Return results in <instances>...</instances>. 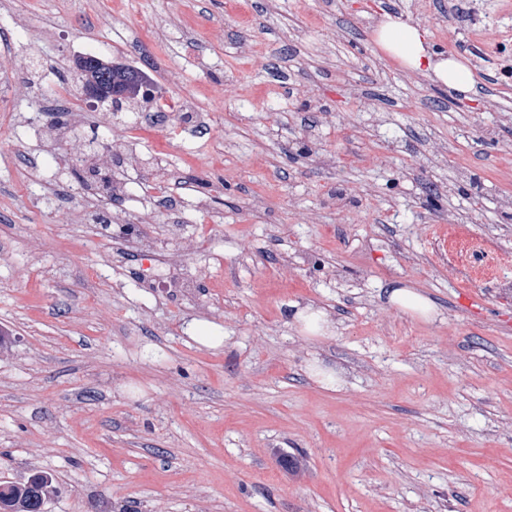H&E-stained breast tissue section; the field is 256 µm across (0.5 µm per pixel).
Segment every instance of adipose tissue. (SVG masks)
Here are the masks:
<instances>
[{
    "instance_id": "adipose-tissue-1",
    "label": "adipose tissue",
    "mask_w": 512,
    "mask_h": 512,
    "mask_svg": "<svg viewBox=\"0 0 512 512\" xmlns=\"http://www.w3.org/2000/svg\"><path fill=\"white\" fill-rule=\"evenodd\" d=\"M376 42L400 66L431 75L435 82L454 92L468 94L475 89L471 67L457 58L432 52L429 33L420 26L387 19L376 31Z\"/></svg>"
}]
</instances>
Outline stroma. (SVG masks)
<instances>
[{"label":"stroma","instance_id":"obj_1","mask_svg":"<svg viewBox=\"0 0 512 512\" xmlns=\"http://www.w3.org/2000/svg\"><path fill=\"white\" fill-rule=\"evenodd\" d=\"M442 2L0 0V482L46 473L45 512H512V5ZM388 14L474 93L387 58ZM81 53L204 112L206 144L173 115L136 148L180 230L113 241L35 137ZM389 300L414 317L431 319L436 312L434 304L428 297L409 288L392 289Z\"/></svg>","mask_w":512,"mask_h":512}]
</instances>
